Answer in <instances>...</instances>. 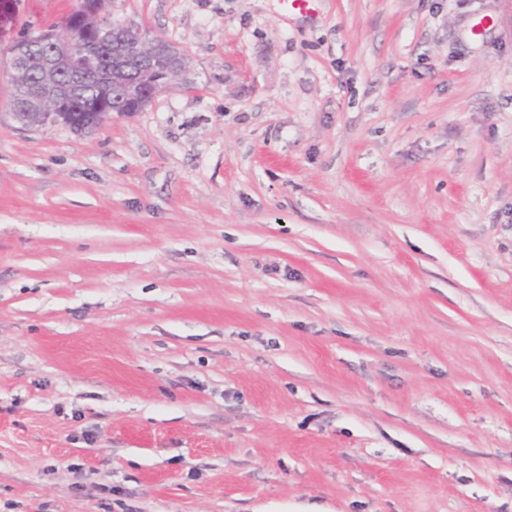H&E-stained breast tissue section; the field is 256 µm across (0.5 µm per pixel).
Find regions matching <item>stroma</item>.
<instances>
[{
  "mask_svg": "<svg viewBox=\"0 0 512 512\" xmlns=\"http://www.w3.org/2000/svg\"><path fill=\"white\" fill-rule=\"evenodd\" d=\"M107 15L187 57L143 111L0 74V512H512V0Z\"/></svg>",
  "mask_w": 512,
  "mask_h": 512,
  "instance_id": "35a3bbf8",
  "label": "stroma"
}]
</instances>
